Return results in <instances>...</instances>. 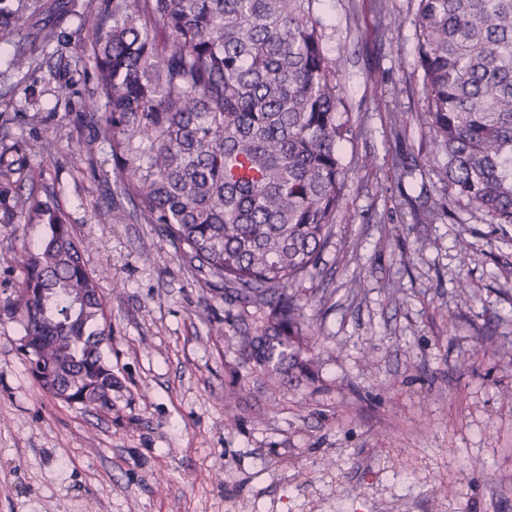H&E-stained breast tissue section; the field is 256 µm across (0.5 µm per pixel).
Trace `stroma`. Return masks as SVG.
<instances>
[{"mask_svg": "<svg viewBox=\"0 0 512 512\" xmlns=\"http://www.w3.org/2000/svg\"><path fill=\"white\" fill-rule=\"evenodd\" d=\"M74 2L67 65L37 50L14 68L0 47V169H42L21 195L90 241L119 387L107 411L34 382L9 302L44 228L0 224V512H512V226L455 208L446 157L427 156L416 0L325 5L349 194L302 284L319 343L279 389L230 342L254 335L252 313L203 291L120 192L102 122L82 115L101 0Z\"/></svg>", "mask_w": 512, "mask_h": 512, "instance_id": "obj_1", "label": "stroma"}]
</instances>
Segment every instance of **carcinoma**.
Masks as SVG:
<instances>
[{
	"instance_id": "cac0c4a2",
	"label": "carcinoma",
	"mask_w": 512,
	"mask_h": 512,
	"mask_svg": "<svg viewBox=\"0 0 512 512\" xmlns=\"http://www.w3.org/2000/svg\"><path fill=\"white\" fill-rule=\"evenodd\" d=\"M420 119L448 188L512 225V0H416ZM323 0H103L92 20L103 134L121 192L207 290L260 322L251 372H304L317 343L300 285L319 272L348 191L338 146L345 60L325 48ZM58 0H0V44L21 67L59 40ZM42 224L11 302L29 371L49 396L103 408L115 384L104 299L68 216L0 187V224Z\"/></svg>"
}]
</instances>
